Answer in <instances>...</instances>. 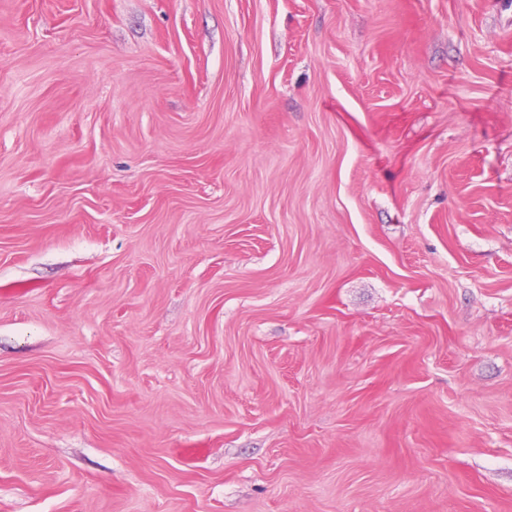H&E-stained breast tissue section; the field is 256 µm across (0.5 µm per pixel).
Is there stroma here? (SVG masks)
Masks as SVG:
<instances>
[{
	"instance_id": "1",
	"label": "stroma",
	"mask_w": 512,
	"mask_h": 512,
	"mask_svg": "<svg viewBox=\"0 0 512 512\" xmlns=\"http://www.w3.org/2000/svg\"><path fill=\"white\" fill-rule=\"evenodd\" d=\"M0 512H512V0H0Z\"/></svg>"
}]
</instances>
